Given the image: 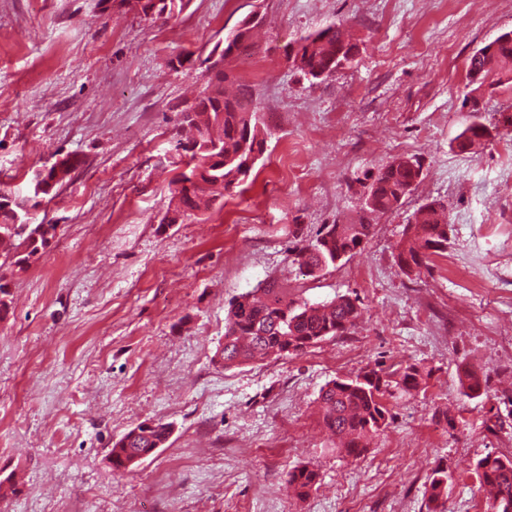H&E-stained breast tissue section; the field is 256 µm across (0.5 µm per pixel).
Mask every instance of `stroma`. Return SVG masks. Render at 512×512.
Segmentation results:
<instances>
[{
    "mask_svg": "<svg viewBox=\"0 0 512 512\" xmlns=\"http://www.w3.org/2000/svg\"><path fill=\"white\" fill-rule=\"evenodd\" d=\"M254 11L261 76L242 58L224 70L253 96L264 152L221 205L165 223L179 113ZM334 22L356 58L309 81L297 41ZM510 30L512 0H190L152 21L99 0H0V182L23 193L31 171L80 160L33 212L56 227L48 245L0 265V512H428L437 467L445 512H486L476 464L512 459V83L483 97L484 145L456 137L470 56ZM401 155L422 164L414 191L353 258L300 274L294 247L357 222L365 173ZM431 200L448 245L409 276L397 248ZM272 278L301 303L352 298L357 325L225 368L230 302ZM408 365L426 383L390 389L362 455L338 450L325 384ZM466 371L483 395L465 394ZM144 421L169 424L167 442L113 471V443ZM299 465L320 475L304 498L288 486Z\"/></svg>",
    "mask_w": 512,
    "mask_h": 512,
    "instance_id": "1",
    "label": "stroma"
}]
</instances>
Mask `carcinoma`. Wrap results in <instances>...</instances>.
Wrapping results in <instances>:
<instances>
[{
  "mask_svg": "<svg viewBox=\"0 0 512 512\" xmlns=\"http://www.w3.org/2000/svg\"><path fill=\"white\" fill-rule=\"evenodd\" d=\"M189 0H112V5L127 8L150 19V11L168 18L180 15ZM497 46L484 45L468 61L467 78L472 89L484 87L491 75L498 81L512 82V37L496 40ZM352 40L340 23L300 38L299 70L312 80L326 79L351 62L348 50ZM227 75L208 73L199 94L192 118L184 119L192 136L179 143L189 153L186 165L171 181L170 194L180 195L182 215L191 216L212 210L224 198V192L238 186L247 176L244 170L249 156L262 152L263 139L256 107L244 89L229 93L224 87ZM488 128L477 119L468 123L457 136V146L466 151L486 138ZM79 160L71 155L52 165L32 172L27 179L31 188L44 183L50 195L68 179ZM422 176L421 163L410 157H399L365 176L363 215L356 224H328L315 240L295 248L292 263L314 275L360 250L373 227V221L393 210L409 195ZM0 197L10 201V208L0 209V258L19 264L27 262L42 248L55 225L32 223L31 197L5 187ZM28 224L20 236L9 228L14 217ZM405 241L398 247L397 261L407 274H421L429 268V256L442 251L448 243V223L440 217L433 202L422 204L414 213V222L405 228ZM360 317L354 300L340 296L321 304L298 303L288 298L276 280H267L253 291L231 302L224 328V346L220 355L224 367L279 358L304 350L327 336L349 332ZM397 380L374 367L354 377L336 378L328 382L319 395L322 421L334 434L347 440L352 454L365 450L369 438L379 433L389 416L384 396L395 385L406 391L417 389L424 374L414 365L396 373ZM467 395H482L479 375L467 371L461 378ZM170 434L162 422H143L112 445V469L121 471L140 457L148 456L163 445ZM480 484L492 488L488 498L489 512H512V459L486 456L476 465ZM318 483V473L307 466L295 467L288 474V484L304 496ZM448 473L433 471L426 492L429 502L436 504L447 495Z\"/></svg>",
  "mask_w": 512,
  "mask_h": 512,
  "instance_id": "obj_1",
  "label": "carcinoma"
}]
</instances>
